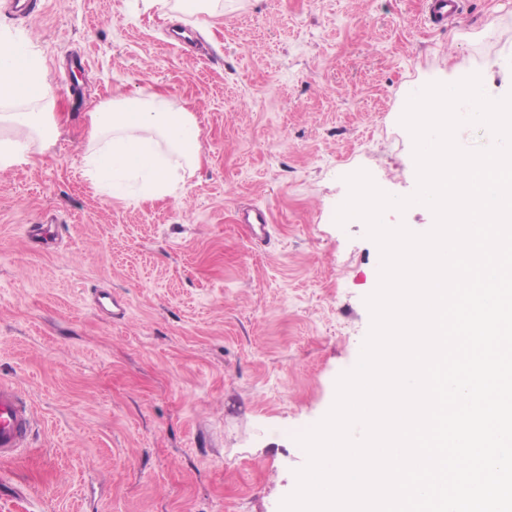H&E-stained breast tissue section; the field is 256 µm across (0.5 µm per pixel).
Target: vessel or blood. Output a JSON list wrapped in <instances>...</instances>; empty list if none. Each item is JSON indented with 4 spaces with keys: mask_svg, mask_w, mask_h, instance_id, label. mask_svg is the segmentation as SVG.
<instances>
[{
    "mask_svg": "<svg viewBox=\"0 0 512 512\" xmlns=\"http://www.w3.org/2000/svg\"><path fill=\"white\" fill-rule=\"evenodd\" d=\"M34 416L19 392L0 381V461L17 458L30 446Z\"/></svg>",
    "mask_w": 512,
    "mask_h": 512,
    "instance_id": "1",
    "label": "vessel or blood"
}]
</instances>
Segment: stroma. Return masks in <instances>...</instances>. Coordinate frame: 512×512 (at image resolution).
Instances as JSON below:
<instances>
[{
	"label": "stroma",
	"instance_id": "obj_1",
	"mask_svg": "<svg viewBox=\"0 0 512 512\" xmlns=\"http://www.w3.org/2000/svg\"><path fill=\"white\" fill-rule=\"evenodd\" d=\"M0 0V36L46 63L56 130L0 172V381L31 404V451L0 463V512H279L308 462L297 434L332 407L371 327L380 250L338 225L346 176L415 192L401 124L426 83L512 92V0H224L197 49L185 5ZM168 92L201 161L182 198L109 202L82 171L88 114ZM269 214L256 242L241 208ZM55 218V241L29 225ZM111 292L124 318L101 314Z\"/></svg>",
	"mask_w": 512,
	"mask_h": 512
}]
</instances>
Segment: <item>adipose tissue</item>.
I'll return each mask as SVG.
<instances>
[{"instance_id":"adipose-tissue-1","label":"adipose tissue","mask_w":512,"mask_h":512,"mask_svg":"<svg viewBox=\"0 0 512 512\" xmlns=\"http://www.w3.org/2000/svg\"><path fill=\"white\" fill-rule=\"evenodd\" d=\"M0 100L21 104L0 113V172L26 163L54 125L53 91L42 60L0 39ZM84 172L107 198L137 181L147 198L177 196L182 170L200 162V128L192 112L151 89L115 97L88 115Z\"/></svg>"}]
</instances>
